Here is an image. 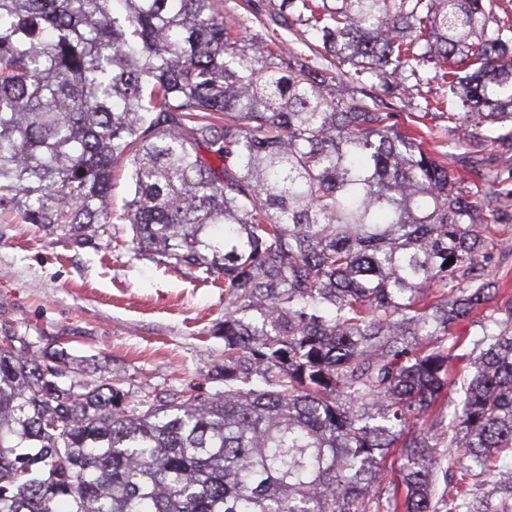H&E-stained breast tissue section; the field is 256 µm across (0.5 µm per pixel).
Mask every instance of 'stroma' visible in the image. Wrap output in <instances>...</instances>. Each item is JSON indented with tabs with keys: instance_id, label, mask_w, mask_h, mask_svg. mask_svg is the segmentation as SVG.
<instances>
[{
	"instance_id": "35a3bbf8",
	"label": "stroma",
	"mask_w": 512,
	"mask_h": 512,
	"mask_svg": "<svg viewBox=\"0 0 512 512\" xmlns=\"http://www.w3.org/2000/svg\"><path fill=\"white\" fill-rule=\"evenodd\" d=\"M484 142L462 162L496 181L506 221L490 225L485 272L498 286L491 306L512 305V122L484 125ZM111 224L96 244L77 246L33 224L0 218V325L101 379L120 377L116 401L223 388L224 278L135 253L121 215L128 168L113 171Z\"/></svg>"
}]
</instances>
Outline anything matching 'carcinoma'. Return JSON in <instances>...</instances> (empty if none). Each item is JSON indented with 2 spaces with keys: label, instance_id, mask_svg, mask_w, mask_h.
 <instances>
[{
  "label": "carcinoma",
  "instance_id": "1",
  "mask_svg": "<svg viewBox=\"0 0 512 512\" xmlns=\"http://www.w3.org/2000/svg\"><path fill=\"white\" fill-rule=\"evenodd\" d=\"M256 21L272 36L232 35L224 0H0V212L90 243L125 161L134 249L224 276L207 396L127 411L3 328L0 512H512L493 200L384 100L398 74L438 83L422 119L511 121L512 24L493 0H281Z\"/></svg>",
  "mask_w": 512,
  "mask_h": 512
}]
</instances>
